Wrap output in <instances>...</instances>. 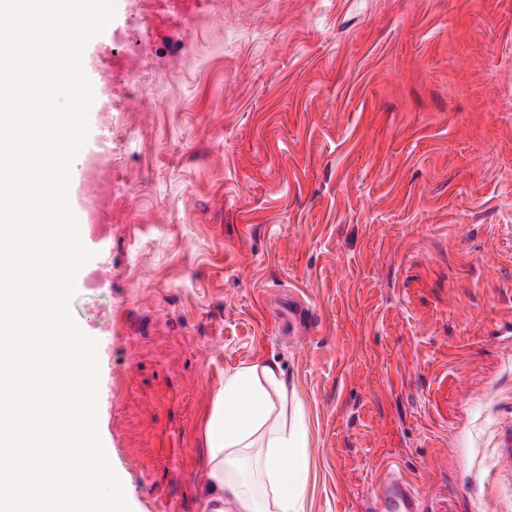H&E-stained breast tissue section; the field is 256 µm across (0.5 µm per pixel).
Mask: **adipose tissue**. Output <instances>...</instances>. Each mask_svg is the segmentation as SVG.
Here are the masks:
<instances>
[{
    "instance_id": "1",
    "label": "adipose tissue",
    "mask_w": 512,
    "mask_h": 512,
    "mask_svg": "<svg viewBox=\"0 0 512 512\" xmlns=\"http://www.w3.org/2000/svg\"><path fill=\"white\" fill-rule=\"evenodd\" d=\"M309 444L303 402L277 364L226 373L204 419L211 512H306Z\"/></svg>"
}]
</instances>
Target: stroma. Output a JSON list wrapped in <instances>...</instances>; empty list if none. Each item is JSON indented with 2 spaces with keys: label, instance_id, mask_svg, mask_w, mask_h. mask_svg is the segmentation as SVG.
Segmentation results:
<instances>
[{
  "label": "stroma",
  "instance_id": "35a3bbf8",
  "mask_svg": "<svg viewBox=\"0 0 512 512\" xmlns=\"http://www.w3.org/2000/svg\"><path fill=\"white\" fill-rule=\"evenodd\" d=\"M113 124L122 205L72 314L132 512H208L224 374L278 363L306 407L307 512H512V0H224ZM317 319L283 335L266 298ZM282 314L288 320V324L296 328L301 335H308L310 331L315 330L317 320L313 311L298 292L289 296L283 303ZM375 495L379 509L384 512H422L419 495L394 472L388 473L376 484Z\"/></svg>",
  "mask_w": 512,
  "mask_h": 512
}]
</instances>
